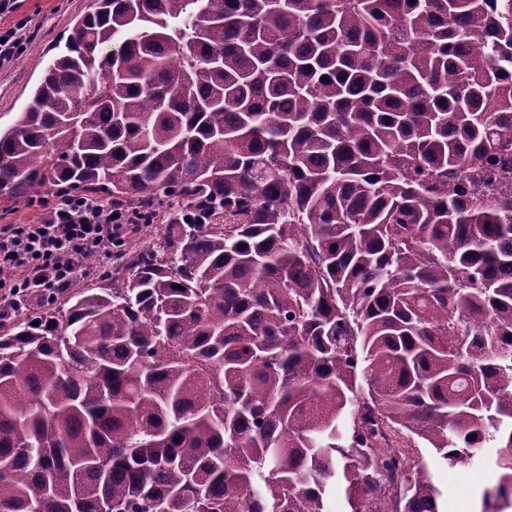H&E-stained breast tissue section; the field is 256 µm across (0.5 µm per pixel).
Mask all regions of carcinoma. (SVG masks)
Wrapping results in <instances>:
<instances>
[{
    "instance_id": "1",
    "label": "carcinoma",
    "mask_w": 512,
    "mask_h": 512,
    "mask_svg": "<svg viewBox=\"0 0 512 512\" xmlns=\"http://www.w3.org/2000/svg\"><path fill=\"white\" fill-rule=\"evenodd\" d=\"M511 164L512 0H93L0 197L164 230L0 323V512H442L488 445L508 512Z\"/></svg>"
}]
</instances>
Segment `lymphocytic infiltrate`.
<instances>
[{
  "instance_id": "1",
  "label": "lymphocytic infiltrate",
  "mask_w": 512,
  "mask_h": 512,
  "mask_svg": "<svg viewBox=\"0 0 512 512\" xmlns=\"http://www.w3.org/2000/svg\"><path fill=\"white\" fill-rule=\"evenodd\" d=\"M132 217L98 199L59 196L37 224L0 225V319L32 295L68 288L89 257L108 262L122 247Z\"/></svg>"
}]
</instances>
